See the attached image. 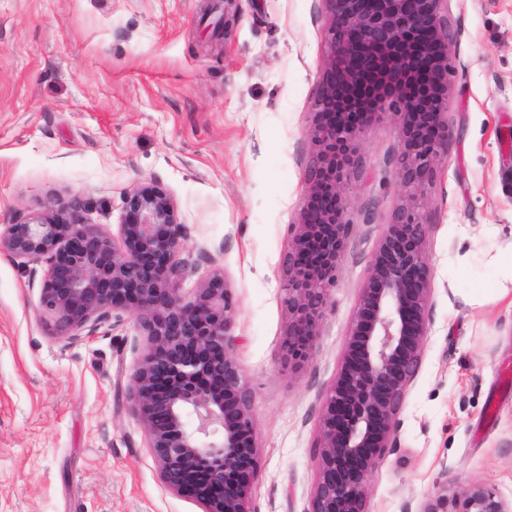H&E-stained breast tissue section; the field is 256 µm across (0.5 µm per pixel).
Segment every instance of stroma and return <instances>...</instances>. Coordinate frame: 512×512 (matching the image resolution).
Listing matches in <instances>:
<instances>
[{
  "label": "stroma",
  "mask_w": 512,
  "mask_h": 512,
  "mask_svg": "<svg viewBox=\"0 0 512 512\" xmlns=\"http://www.w3.org/2000/svg\"><path fill=\"white\" fill-rule=\"evenodd\" d=\"M0 0V224L83 200L118 234L124 194L155 181L185 226L183 288L223 272L237 361L258 423L254 512H305L317 396L336 375L377 226L400 203L399 130L365 134L354 232L314 362H277L288 226L304 206L307 131L328 49L321 0ZM452 137L427 191L431 332L369 512H401L439 480L512 499V0H448ZM40 284L0 253V512H202L161 482L121 386L140 356L132 322L60 340Z\"/></svg>",
  "instance_id": "1"
}]
</instances>
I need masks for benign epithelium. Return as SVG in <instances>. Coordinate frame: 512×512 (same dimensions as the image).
<instances>
[{
  "instance_id": "7a95c632",
  "label": "benign epithelium",
  "mask_w": 512,
  "mask_h": 512,
  "mask_svg": "<svg viewBox=\"0 0 512 512\" xmlns=\"http://www.w3.org/2000/svg\"><path fill=\"white\" fill-rule=\"evenodd\" d=\"M329 47L308 131L306 207L288 225L281 301L288 325L278 359L299 377L312 365L332 306L353 223L348 189L366 174L362 140L391 115L400 129L392 161L402 203L381 231L335 380L321 393L314 438L317 480L304 512H368L387 451L400 447V412L430 335L431 224L426 187L448 149L453 60L447 0H322ZM345 151L336 157V146ZM323 194L333 207L315 202ZM184 224L172 196L153 181L124 195L120 241L93 224L78 197L0 224V252L28 275L45 265L39 319L59 339L94 336L130 319L144 336L125 389L126 408L156 454L172 491L203 512H252L257 420L236 358L237 307L222 274L182 288ZM358 467L354 480L343 463ZM203 480L189 483L195 474ZM403 512H512L478 482L434 490Z\"/></svg>"
}]
</instances>
